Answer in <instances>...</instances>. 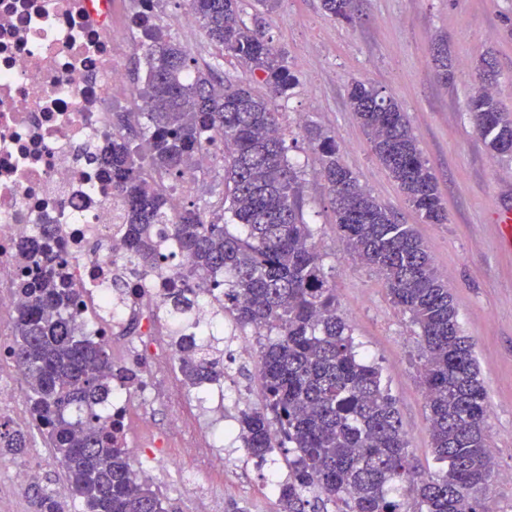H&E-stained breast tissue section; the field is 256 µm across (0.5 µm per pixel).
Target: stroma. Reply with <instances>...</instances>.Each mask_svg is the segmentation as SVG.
Returning a JSON list of instances; mask_svg holds the SVG:
<instances>
[{
    "instance_id": "1",
    "label": "stroma",
    "mask_w": 512,
    "mask_h": 512,
    "mask_svg": "<svg viewBox=\"0 0 512 512\" xmlns=\"http://www.w3.org/2000/svg\"><path fill=\"white\" fill-rule=\"evenodd\" d=\"M266 32L288 53L298 78L294 95L282 104L280 123L289 155L305 170L308 212L316 216L320 249L332 274L340 312L363 352L378 363L396 400L414 462L432 473L438 466L430 451L424 396L419 383L417 339L408 318L389 301L377 276L342 248L333 224L327 184L313 163L302 125L321 127L334 136L344 163L371 194L415 225L438 268L448 278L466 335L475 340L480 377L487 389V434L500 474L489 489L491 512H512V246L498 234L492 218L512 208V159L492 157L475 132L466 111L468 95L478 82V66L493 56L500 72L493 92L512 110V0H360L359 18L349 25L325 15L321 0H280L266 19ZM197 68L219 66L225 75L244 77L232 57H220L203 27L174 32ZM448 43L454 79L441 83L433 63L439 40ZM365 80L395 98L407 112L424 157L433 168L446 209L444 224L419 223L387 171L375 160L363 128L351 108L347 88ZM175 367L153 362L150 401L129 390L131 413L138 423L127 442L138 448L136 467L156 455L166 462L152 484L168 498L172 512H277L272 481L285 478L283 458L256 465L245 450L222 431L239 407L217 403L197 391L176 394ZM0 386L12 389L20 406L10 425L28 435L24 454L13 467L37 465L39 481L58 487L59 469L42 433L27 420L23 403L28 387L21 372L0 368ZM197 434L212 433V455L229 459L223 470L182 453L184 436L170 433L174 411Z\"/></svg>"
}]
</instances>
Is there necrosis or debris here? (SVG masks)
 Wrapping results in <instances>:
<instances>
[{"mask_svg": "<svg viewBox=\"0 0 512 512\" xmlns=\"http://www.w3.org/2000/svg\"><path fill=\"white\" fill-rule=\"evenodd\" d=\"M165 0H0V319L20 304L15 254L35 225L53 232L66 275L83 291L82 316L112 331L153 306L168 273L139 278L122 244L124 204L98 158L112 140V107L135 91L124 59L143 40L139 17L176 29ZM133 292L107 310L113 280Z\"/></svg>", "mask_w": 512, "mask_h": 512, "instance_id": "4bbe7bcc", "label": "necrosis or debris"}]
</instances>
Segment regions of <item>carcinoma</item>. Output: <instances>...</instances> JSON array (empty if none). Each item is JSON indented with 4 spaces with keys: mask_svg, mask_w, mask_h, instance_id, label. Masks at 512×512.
Instances as JSON below:
<instances>
[{
    "mask_svg": "<svg viewBox=\"0 0 512 512\" xmlns=\"http://www.w3.org/2000/svg\"><path fill=\"white\" fill-rule=\"evenodd\" d=\"M278 0H190L210 42L266 88L221 78L218 67L191 70L180 43L142 18L148 102L139 125L148 158L132 148L120 119L102 158L125 207L129 263L150 275L173 270V284L155 304L159 321L194 320L202 288L194 269L209 273L217 312L242 332L262 324V403L239 411L243 447L263 465L278 448L288 454V479L273 484L278 512H491L485 493L496 482L488 444L487 393L473 339L458 319L448 278L413 226L382 205L342 163L336 141L305 127L319 173L331 195L342 247L378 275L390 302L409 317L418 337L420 381L430 445L442 467L423 474L402 429L382 370L359 351L325 269L315 221L306 215L301 167L288 156L279 102L298 85L287 53L267 37L264 16ZM332 19L353 23L356 0H321ZM250 21H245V15ZM439 79L454 73L448 48L435 49ZM500 73L481 59L467 112L487 150L512 158V113L493 93ZM348 97L371 152L423 224H445L438 181L407 113L370 82L354 81ZM224 132V213L195 206L171 214L157 179L176 180L187 158ZM186 265H175L174 257ZM22 268L9 355L28 385L38 429L61 468L60 494L32 485L34 512H169L166 499L136 475L120 426L105 411L116 389L139 383L135 370L112 359L107 339L86 333L78 315L82 290L71 286L63 251L34 238L16 256ZM215 334L183 333L178 370L197 389L224 382V353ZM25 435L0 421V454H17ZM408 484L412 500L394 495Z\"/></svg>",
    "mask_w": 512,
    "mask_h": 512,
    "instance_id": "1",
    "label": "carcinoma"
}]
</instances>
